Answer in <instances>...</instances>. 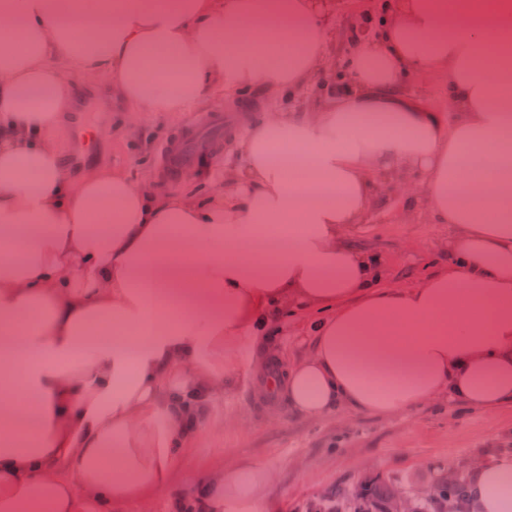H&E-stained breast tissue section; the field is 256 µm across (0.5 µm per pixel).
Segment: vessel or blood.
<instances>
[{
	"instance_id": "vessel-or-blood-1",
	"label": "vessel or blood",
	"mask_w": 512,
	"mask_h": 512,
	"mask_svg": "<svg viewBox=\"0 0 512 512\" xmlns=\"http://www.w3.org/2000/svg\"><path fill=\"white\" fill-rule=\"evenodd\" d=\"M225 139L223 113L191 116L179 142L160 145V176L173 182L193 172H207L212 151L223 147Z\"/></svg>"
}]
</instances>
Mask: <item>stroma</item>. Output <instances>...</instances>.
<instances>
[{
    "instance_id": "stroma-1",
    "label": "stroma",
    "mask_w": 512,
    "mask_h": 512,
    "mask_svg": "<svg viewBox=\"0 0 512 512\" xmlns=\"http://www.w3.org/2000/svg\"><path fill=\"white\" fill-rule=\"evenodd\" d=\"M384 3L330 0L326 13L333 37L326 61L331 69L302 90L285 99L260 89L232 95L219 90L197 105V112H224L242 133L266 112L313 107L347 77L354 19L377 26ZM64 76L74 104L63 113L53 140L70 174L117 169L137 183L154 185L161 195L172 191L201 194L240 162L237 142L232 139L214 152L210 175L159 184L158 147L180 134L186 113L145 112L137 128L130 131L125 127L126 108L113 97L105 73L86 75L68 66ZM401 89L453 120L445 75L424 80L411 76ZM449 233L448 225L432 221L425 204L409 208L404 200L382 195L359 224L351 227L348 238L355 248L380 257L382 285L410 288L447 264ZM319 317L317 311L289 306L269 318L266 333L283 356L294 361L311 350V325ZM259 379L251 367L250 352H243L239 373L211 404L215 431L184 451L168 494L146 504L136 499L115 503L108 512H174L175 498L193 494L202 472L249 461L268 466L274 474L272 512H314L321 495L356 482L380 476L416 486L451 469L512 455V404L482 411L446 397L393 417L341 411L322 419H301L292 414L285 400L266 402Z\"/></svg>"
}]
</instances>
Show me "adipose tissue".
Returning <instances> with one entry per match:
<instances>
[{"instance_id":"adipose-tissue-1","label":"adipose tissue","mask_w":512,"mask_h":512,"mask_svg":"<svg viewBox=\"0 0 512 512\" xmlns=\"http://www.w3.org/2000/svg\"><path fill=\"white\" fill-rule=\"evenodd\" d=\"M0 512H88L164 490L181 449L266 313L320 311L278 386L306 419L406 413L447 395L512 403V0L484 12L386 0L335 103L269 112L205 196H157L123 171L70 179L52 134L71 103L60 62L106 72L129 107L183 112L215 90L292 93L325 66L318 0H0ZM448 75L459 117L399 95ZM316 168L307 185L290 172ZM451 225L448 263L415 288L378 283L347 232L375 176ZM252 462L205 477L200 512H270ZM476 512H512V456L473 468Z\"/></svg>"}]
</instances>
